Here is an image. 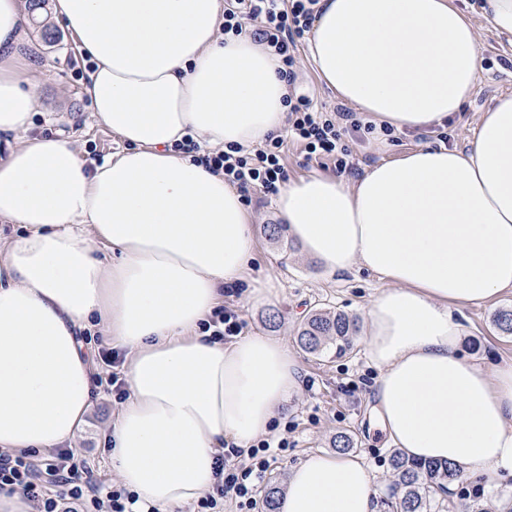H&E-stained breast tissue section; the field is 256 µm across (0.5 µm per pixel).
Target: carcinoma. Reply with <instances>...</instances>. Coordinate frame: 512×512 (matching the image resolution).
I'll return each mask as SVG.
<instances>
[{
	"label": "carcinoma",
	"mask_w": 512,
	"mask_h": 512,
	"mask_svg": "<svg viewBox=\"0 0 512 512\" xmlns=\"http://www.w3.org/2000/svg\"><path fill=\"white\" fill-rule=\"evenodd\" d=\"M26 4L42 38L52 40L50 27L42 19L46 0H26ZM357 332V319L338 311L315 309L303 319L298 341L310 354L319 355L330 345L341 354L352 349ZM390 465L395 480L383 501L386 512H435L449 486L459 477L457 469L447 463L419 462L398 451L391 453Z\"/></svg>",
	"instance_id": "cac0c4a2"
}]
</instances>
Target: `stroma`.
Wrapping results in <instances>:
<instances>
[{
    "label": "stroma",
    "mask_w": 512,
    "mask_h": 512,
    "mask_svg": "<svg viewBox=\"0 0 512 512\" xmlns=\"http://www.w3.org/2000/svg\"><path fill=\"white\" fill-rule=\"evenodd\" d=\"M454 4L478 33L481 63L474 95L447 127L453 146L462 147L472 139L481 113L495 98L512 95V35H500L492 29L482 9L483 0H454ZM47 22L56 35L54 43H44L35 29L27 31L29 53L45 66L32 88L36 108L31 133L73 141L87 159H103L117 151L119 144L109 129L93 121L83 84L72 76L77 54L68 31L55 16H48ZM254 215L257 254L251 276L271 282L273 296L262 304L240 297L246 332L282 337L297 356L302 378L315 381L313 388H302L282 404L283 424L272 435L287 438L288 448L277 455L262 484L285 487L291 467L311 453L333 452L335 437L345 434L354 442V454L370 464L379 492H386L394 479L389 462L393 447L371 423L372 387L378 371L364 357L362 336H355L352 350L344 355L330 349L313 356L297 340L301 321L314 309L331 308L364 320L381 282L377 275L364 270L337 275L325 272L314 258L303 253L286 225L278 223L271 204L255 209ZM510 307L512 291H507L492 302L454 310V317L463 326L464 357L489 370L512 362V335L501 333L493 324L495 313ZM95 369L93 405L84 430L71 447L77 456L88 460L98 478L112 483L117 476L108 467V431L120 402L112 393L111 367L99 360ZM474 487L468 479L457 480L436 512H483L487 507L493 512H512V475L483 488L478 495Z\"/></svg>",
    "instance_id": "1"
}]
</instances>
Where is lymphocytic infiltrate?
<instances>
[{
	"label": "lymphocytic infiltrate",
	"instance_id": "1",
	"mask_svg": "<svg viewBox=\"0 0 512 512\" xmlns=\"http://www.w3.org/2000/svg\"><path fill=\"white\" fill-rule=\"evenodd\" d=\"M321 0H224V35L249 34L266 45L288 82V125L284 134L268 138L260 147L246 150L228 147L200 152L193 137L178 148L193 162L212 173L223 174L225 182L237 187L244 203L253 195L277 194L288 179L283 155L288 143L299 144L307 160L333 162L337 175H351L357 163L353 144L361 140L363 123L357 112L345 104L313 107L308 93L298 82L301 68L299 45L309 35L321 11ZM244 284L228 285V305L217 307L201 328L213 337L232 341L243 334L246 322L234 298ZM288 448L287 438L266 439L243 449L225 444L215 461V482L194 504L193 512H224L225 499H234L240 512H254L258 482L269 469L275 451ZM21 493L32 512H134L136 495L120 485H105L93 477L85 459L70 448L53 449L47 458L28 452H0V491Z\"/></svg>",
	"mask_w": 512,
	"mask_h": 512
}]
</instances>
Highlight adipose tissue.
<instances>
[{
    "instance_id": "obj_1",
    "label": "adipose tissue",
    "mask_w": 512,
    "mask_h": 512,
    "mask_svg": "<svg viewBox=\"0 0 512 512\" xmlns=\"http://www.w3.org/2000/svg\"><path fill=\"white\" fill-rule=\"evenodd\" d=\"M322 6L308 58L365 124L423 131L470 101L478 35L453 0ZM55 12L95 65L94 120L123 147L96 162L27 138L42 69L22 49V0H0V132L22 138L0 156V220L25 228L0 250V450L45 453L80 433L94 376L81 332L97 322L128 352L110 467L138 506L173 512L211 488L225 443L268 434L301 388L285 341L200 331L224 285L249 281L253 214L175 145L281 134L288 84L264 45L224 39V0H56ZM273 205L327 273L382 282L364 349L392 446L488 485L512 473V363L490 372L461 356L453 316L512 290V96L482 112L467 148L421 145L350 183L303 176ZM377 497L362 457L317 452L289 472L279 512H377Z\"/></svg>"
}]
</instances>
